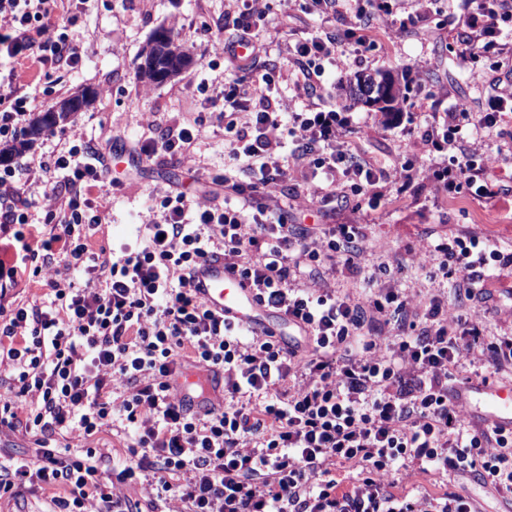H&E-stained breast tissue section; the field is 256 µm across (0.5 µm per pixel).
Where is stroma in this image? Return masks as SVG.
<instances>
[{
	"mask_svg": "<svg viewBox=\"0 0 512 512\" xmlns=\"http://www.w3.org/2000/svg\"><path fill=\"white\" fill-rule=\"evenodd\" d=\"M227 7V0H92L78 26L84 50L81 67L65 72L57 84L36 82L31 75H24L36 113L79 89L91 87L97 92L88 109L54 126L23 154L24 161L35 164L67 151L71 145L69 131L74 126L80 128L86 144L100 152L120 185L103 188L110 196V208L105 224L92 239L93 246L108 248L134 240L137 225L146 222L150 214L155 192L171 188L191 197L223 201V186L196 181L198 173L220 174L233 162L224 147L223 132L206 118L211 107L197 96L195 86L205 80L222 87L233 72L228 63H209L210 40L223 34ZM175 19L182 25L178 40L192 56V64L160 85L139 80L137 68L143 47L157 28L170 26ZM451 38L450 29L441 30L430 24L410 38L387 43L385 49L369 58L368 64L376 72L397 77L406 62L421 57L436 59L438 65L429 75V84H445L449 98L463 95L483 104L488 76L447 67V44ZM325 83L326 103L339 107L350 104L344 86L337 83L334 74H327ZM414 101L419 119L397 129L387 127L376 108L350 104L357 114L351 147L386 166L401 162L407 155L419 154L417 142L426 125L424 116L433 112L434 101L425 91L417 93ZM175 122L198 130V138L186 157L178 162L161 158L133 166L134 143L158 137ZM319 197L317 183L300 186L291 179L270 186L265 202L272 208L287 205L292 215L307 226L364 225L372 263L400 258V287L409 310L415 313L422 312L433 289L427 273L432 265V246L439 237L475 232L499 247L512 243V207L499 202L458 199L436 205L426 198L416 203L397 198L390 190L375 212L365 214L341 204L335 210H325ZM483 285L486 300L464 305L449 303V320L479 317L493 335L512 329V320L505 317L506 312L512 311V270L490 268ZM128 443L127 432L120 424L103 429L87 441L69 434L56 441L61 448L107 449L105 465L115 471L128 458ZM380 480L399 490L419 487L430 493L459 491L475 499L481 512H507L512 507L495 491L463 477L421 474L409 467L381 475ZM110 490L115 496L140 503L143 512H186L176 494L156 500L147 482L128 485L116 481Z\"/></svg>",
	"mask_w": 512,
	"mask_h": 512,
	"instance_id": "stroma-1",
	"label": "stroma"
}]
</instances>
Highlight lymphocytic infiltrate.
Instances as JSON below:
<instances>
[{"mask_svg": "<svg viewBox=\"0 0 512 512\" xmlns=\"http://www.w3.org/2000/svg\"><path fill=\"white\" fill-rule=\"evenodd\" d=\"M293 8L315 16L317 28L267 22L260 6L226 10L228 36L214 53L234 63L237 74L217 96L208 84L197 87L205 102L223 106L224 143L243 174L232 185L237 203L205 205L181 191L157 193L140 244L97 252L91 239L108 201L91 193L106 182L107 169L80 129L53 160L35 167L0 163V236L20 243L33 277L61 265L44 283L47 301L0 307L9 374L0 425L24 429L36 443L30 458L0 460V498L36 483L63 488L52 499L53 512H85L91 495L98 512H133L128 500L112 495V480L151 479L157 496L179 493L188 512H476L464 493L417 495L377 480L412 467L469 475L512 499V433L465 425L448 384L460 357L477 344L490 373L512 371V332L488 337L478 319L450 325L448 299L439 291L422 315H409L394 285L403 270L395 258L377 266L388 286L359 296L307 288V280L326 281L340 267L352 275L365 270L363 225L309 229L262 202L270 185L295 175L319 178L324 207L340 201L374 210L392 185L414 199L426 188L437 201L503 196L486 159L501 114L512 112V48L501 41L512 31V0H293ZM442 12L454 32L449 63L494 74L487 104L476 112L465 98L440 90L419 142L431 158L427 169L419 170L413 155L394 167L372 163L348 146L351 110L322 103L324 75L331 68L338 82H351L357 74L342 56L366 60L383 38L411 36ZM399 13L400 26L387 27ZM77 23L74 0H0V139L15 138L32 105L23 69L36 67L46 77L59 64L80 65ZM241 44L249 45L247 56H236ZM272 44L289 68L262 62ZM282 80L305 98L301 111L282 115L276 93ZM241 112L250 121L238 123ZM289 137L298 143L287 152ZM194 141L191 128L171 127L138 143L135 153L177 160ZM36 206L44 211L39 229L29 213ZM432 254L437 273L469 300L480 298L490 267L512 269V249L491 247L475 233L439 238ZM217 258L258 304L303 330L308 344L281 343L268 330L247 339L237 324L213 314L197 297L192 272ZM388 327L394 343L371 357L376 336ZM187 351L195 363L222 373V408L171 401ZM116 381L131 387L118 404ZM33 392L37 407L18 419L17 401ZM116 420L131 431L129 459L119 472L101 466L99 449L52 444L57 434L86 439ZM336 464L348 468L347 480L331 474ZM181 473L184 482H169Z\"/></svg>", "mask_w": 512, "mask_h": 512, "instance_id": "obj_1", "label": "lymphocytic infiltrate"}]
</instances>
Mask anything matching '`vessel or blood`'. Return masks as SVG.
I'll return each mask as SVG.
<instances>
[{
	"instance_id": "b4317fda",
	"label": "vessel or blood",
	"mask_w": 512,
	"mask_h": 512,
	"mask_svg": "<svg viewBox=\"0 0 512 512\" xmlns=\"http://www.w3.org/2000/svg\"><path fill=\"white\" fill-rule=\"evenodd\" d=\"M192 277L196 294L212 311L247 328H268L270 311L258 305L239 278L225 271L223 262L205 260ZM454 400L468 406L470 423L512 432V381L472 379L455 386Z\"/></svg>"
}]
</instances>
